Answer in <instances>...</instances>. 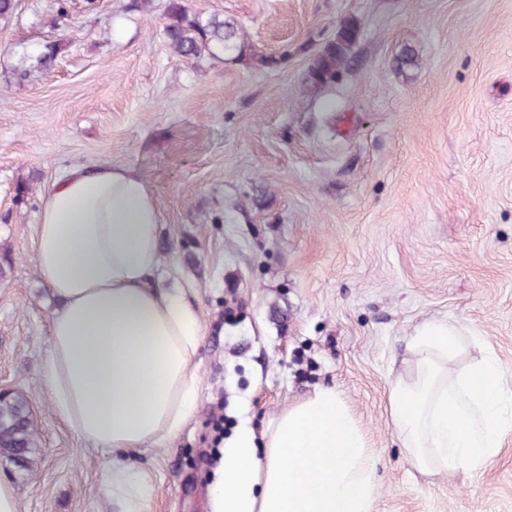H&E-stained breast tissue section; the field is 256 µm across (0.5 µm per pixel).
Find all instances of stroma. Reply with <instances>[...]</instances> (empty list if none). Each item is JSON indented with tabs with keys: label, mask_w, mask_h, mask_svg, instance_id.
<instances>
[{
	"label": "stroma",
	"mask_w": 512,
	"mask_h": 512,
	"mask_svg": "<svg viewBox=\"0 0 512 512\" xmlns=\"http://www.w3.org/2000/svg\"><path fill=\"white\" fill-rule=\"evenodd\" d=\"M129 2L15 0L0 17V390L28 397L35 432L27 468L0 457L18 512H118L104 456L53 414L56 304L34 262L52 184L103 163L151 187L156 282L182 285L203 332L194 413L125 456L153 487L146 512H210L216 440L320 388L363 432L372 512H512V429L480 470L422 473L388 411L426 322L468 328L459 365L493 354L512 390V0H185L243 27L245 64L174 54L169 0ZM345 25L348 65L312 89ZM49 43L45 72L29 56ZM357 37L356 29L352 26H343L336 39L327 44L313 60L308 71V82L317 90L336 80L348 52Z\"/></svg>",
	"instance_id": "obj_1"
}]
</instances>
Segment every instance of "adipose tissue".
I'll return each instance as SVG.
<instances>
[{
  "mask_svg": "<svg viewBox=\"0 0 512 512\" xmlns=\"http://www.w3.org/2000/svg\"><path fill=\"white\" fill-rule=\"evenodd\" d=\"M161 212L127 167L76 166L50 190L35 265L57 302L43 371L52 409L109 455L104 490L144 512L152 487L121 464L128 451L174 436L196 409L200 316L182 288H159ZM375 472L341 398L319 389L263 433L225 444L211 512H371Z\"/></svg>",
  "mask_w": 512,
  "mask_h": 512,
  "instance_id": "1",
  "label": "adipose tissue"
}]
</instances>
